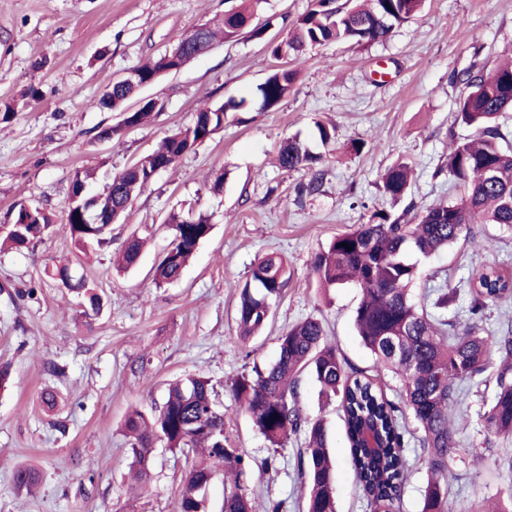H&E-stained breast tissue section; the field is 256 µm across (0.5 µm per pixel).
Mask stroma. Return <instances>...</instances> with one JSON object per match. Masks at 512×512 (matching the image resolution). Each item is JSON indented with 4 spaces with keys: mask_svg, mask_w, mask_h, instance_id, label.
<instances>
[{
    "mask_svg": "<svg viewBox=\"0 0 512 512\" xmlns=\"http://www.w3.org/2000/svg\"><path fill=\"white\" fill-rule=\"evenodd\" d=\"M237 0H0V104L16 107L0 120V225L20 205L46 207L65 219L76 170H95L105 186L159 142L195 119L200 107L241 102L224 127L159 171L112 226L110 240L78 249L62 232L29 247H0V364L13 383L0 392V512H174L191 456L156 442L145 483L130 469L123 421L130 409L152 413L169 383L187 374L211 381L224 412V431L249 455L246 484L282 512H302L296 461L303 437L275 447L253 426L231 384L241 372L272 361L288 327L325 322L337 352L364 368L372 357L354 325L360 300L351 285L323 290L315 255L339 233L366 222L370 208L398 215L456 201L448 180V148L474 130L457 119L465 92L452 76L486 71L512 55V0H425L422 10L383 43H328L309 49L288 95L260 108L258 89L277 66L266 39L286 33L312 0H263L252 24L264 38L243 34L220 42L143 87L161 108L145 124L101 143L96 135L121 116L94 106L125 72L170 48L202 24L222 19ZM41 91L39 101L27 96ZM334 129L321 144L316 122ZM299 136L320 154L319 191L309 176L276 162L280 144ZM414 170L394 203L380 192L386 170ZM206 215L210 236L180 279L155 284L152 273L171 242L170 212ZM146 237L135 267L117 272L127 238ZM282 257L289 281L272 317L249 340L238 334V286L265 255ZM67 258L102 297L86 315L82 298L47 274ZM512 269V234L475 224L467 245L420 259L436 284L465 287L488 264ZM496 391L488 368L464 383L453 437L459 458L448 479L452 498L479 512L506 501L512 487V440L487 431L482 416ZM340 396H325L309 376L299 405L327 425L336 463L337 512H368L361 499L339 415ZM40 473L33 493L17 491L13 469Z\"/></svg>",
    "mask_w": 512,
    "mask_h": 512,
    "instance_id": "stroma-1",
    "label": "stroma"
}]
</instances>
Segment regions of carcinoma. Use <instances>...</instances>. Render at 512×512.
I'll return each mask as SVG.
<instances>
[{
  "mask_svg": "<svg viewBox=\"0 0 512 512\" xmlns=\"http://www.w3.org/2000/svg\"><path fill=\"white\" fill-rule=\"evenodd\" d=\"M425 0H362L346 7L337 0H315L312 9L300 16L286 36L268 42V51L279 68L259 88L265 109L288 95L305 62L308 48L331 41L371 44L385 41L394 29L418 14ZM262 0H241L224 13L217 28L204 24L182 35L167 52L134 68L144 81L175 73L188 60L206 52L217 35L238 39L248 28ZM468 92L458 102V117L476 129L473 138L456 142L448 151V180L461 197L448 205L429 208L421 214L406 211L393 216L374 210L366 223L336 235L315 257L313 273L319 287L329 290L343 285L359 288L360 301L354 325L373 364L360 368L338 356L322 324L307 318L279 336L276 360L238 374L232 391L248 412L254 426L274 446H282L292 435H305L299 449L297 471L303 485L305 512H336L333 463L326 446V424L302 413L298 383L309 374L325 393L341 396L346 440L357 483L370 512H399L401 497L412 466L426 468L428 481L420 512H471V507L448 497V472L458 457V448L448 424V410L457 403V384L482 374L493 356L501 360L497 390L484 413L485 427L512 439V325L498 336L481 335L475 319L495 303L512 299V273L492 264L471 272L466 294L473 322L457 329L440 312L460 291L438 288L415 296L412 287L421 279L412 256L428 257L470 241L471 225L497 224L512 232V145L499 120L512 112V64L497 67L493 76L484 71L454 75ZM133 89L112 87L92 105L126 113L124 123L106 128L109 137L126 128L146 123L154 106L133 107L128 101ZM230 104L205 106L193 123L168 136L155 151L139 158L112 176L106 204L120 218L134 198L156 175L160 165L173 166L195 146L224 128ZM321 156L299 137L285 141L278 151V164L288 170L309 174L306 190L318 191L323 171ZM410 167L400 162L382 177V196L393 202L406 193ZM61 231L81 249L106 240L111 228L89 221L78 223L77 212L66 209ZM172 230L170 247L157 264L158 284L177 280L196 248L212 231L200 215L196 218L172 213L165 220ZM55 231L52 214L42 206L27 211L18 208L4 240L15 247ZM142 240L133 236L120 253V265L133 267ZM50 277L65 287L83 293L93 312L100 310V297L82 277L72 275L70 264L59 263ZM288 285L283 261L273 255L262 258L250 279L240 289L238 325L247 337L261 330L271 318L272 301ZM399 381L397 400L385 393L387 375ZM130 441L129 452L137 477L148 476L155 440L171 451L191 450L202 461L185 473L176 502V512H208L205 490L219 471L232 475L222 512H280L281 504L264 501L247 492L244 480L248 463L242 448L234 446L224 432V414L216 409L215 390L201 376L188 375L172 383L162 407L151 416L130 411L124 421ZM419 448L409 457L410 446ZM40 475L32 467L18 466L14 483L30 491Z\"/></svg>",
  "mask_w": 512,
  "mask_h": 512,
  "instance_id": "1",
  "label": "carcinoma"
}]
</instances>
